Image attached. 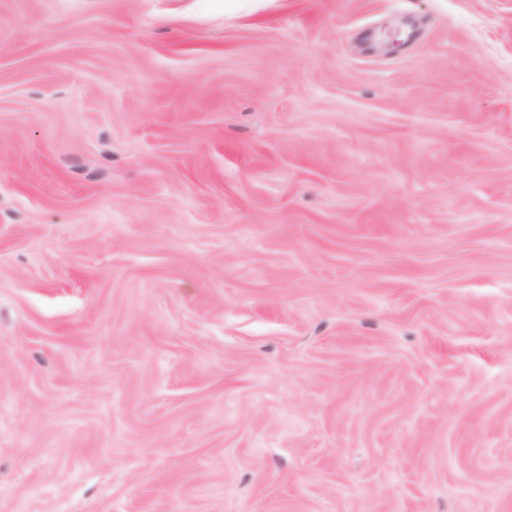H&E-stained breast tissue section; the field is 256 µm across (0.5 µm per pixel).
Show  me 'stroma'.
<instances>
[{"label":"stroma","mask_w":512,"mask_h":512,"mask_svg":"<svg viewBox=\"0 0 512 512\" xmlns=\"http://www.w3.org/2000/svg\"><path fill=\"white\" fill-rule=\"evenodd\" d=\"M0 512H512V0H0Z\"/></svg>","instance_id":"stroma-1"}]
</instances>
